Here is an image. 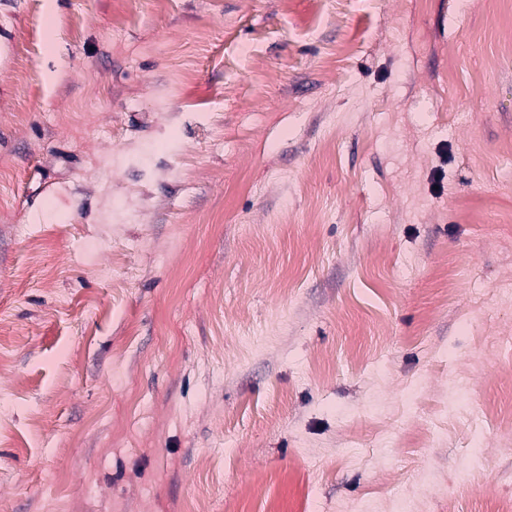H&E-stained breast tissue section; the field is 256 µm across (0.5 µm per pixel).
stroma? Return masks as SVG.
Masks as SVG:
<instances>
[{
	"label": "stroma",
	"instance_id": "obj_1",
	"mask_svg": "<svg viewBox=\"0 0 512 512\" xmlns=\"http://www.w3.org/2000/svg\"><path fill=\"white\" fill-rule=\"evenodd\" d=\"M506 284L512 0H0V512H496Z\"/></svg>",
	"mask_w": 512,
	"mask_h": 512
}]
</instances>
